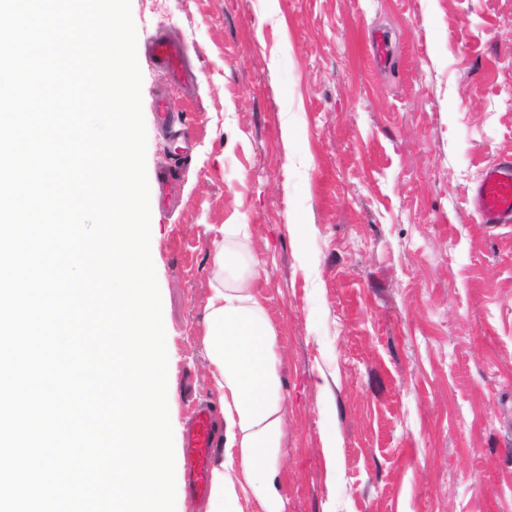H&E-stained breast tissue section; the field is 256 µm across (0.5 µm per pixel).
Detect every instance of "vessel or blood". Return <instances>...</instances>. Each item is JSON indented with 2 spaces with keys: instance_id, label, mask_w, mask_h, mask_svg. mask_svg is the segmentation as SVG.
<instances>
[{
  "instance_id": "vessel-or-blood-1",
  "label": "vessel or blood",
  "mask_w": 512,
  "mask_h": 512,
  "mask_svg": "<svg viewBox=\"0 0 512 512\" xmlns=\"http://www.w3.org/2000/svg\"><path fill=\"white\" fill-rule=\"evenodd\" d=\"M142 57L153 67L167 72L178 85L188 83L193 73L187 65V47L163 34L150 35L144 42ZM472 206L483 223H512V159L502 160L488 168L478 182ZM215 446L213 423L209 409H195L185 435L184 461L191 497L209 493L211 450Z\"/></svg>"
}]
</instances>
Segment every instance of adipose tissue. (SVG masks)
Listing matches in <instances>:
<instances>
[{
  "label": "adipose tissue",
  "instance_id": "ef3b65f1",
  "mask_svg": "<svg viewBox=\"0 0 512 512\" xmlns=\"http://www.w3.org/2000/svg\"><path fill=\"white\" fill-rule=\"evenodd\" d=\"M222 233L202 338L222 435L213 451L203 512H248L253 504L260 512H288L279 491L288 404L279 375L278 336L256 290L258 265L240 261L227 245L231 239H248V225L227 224Z\"/></svg>",
  "mask_w": 512,
  "mask_h": 512
}]
</instances>
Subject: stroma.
<instances>
[{"label":"stroma","instance_id":"obj_1","mask_svg":"<svg viewBox=\"0 0 512 512\" xmlns=\"http://www.w3.org/2000/svg\"><path fill=\"white\" fill-rule=\"evenodd\" d=\"M130 2L138 40L166 27L197 75L141 70L148 180L171 162L153 92L195 140L170 207L150 204L175 450L211 397L214 242L246 224L289 512H512V223L470 205L512 158V0Z\"/></svg>","mask_w":512,"mask_h":512}]
</instances>
